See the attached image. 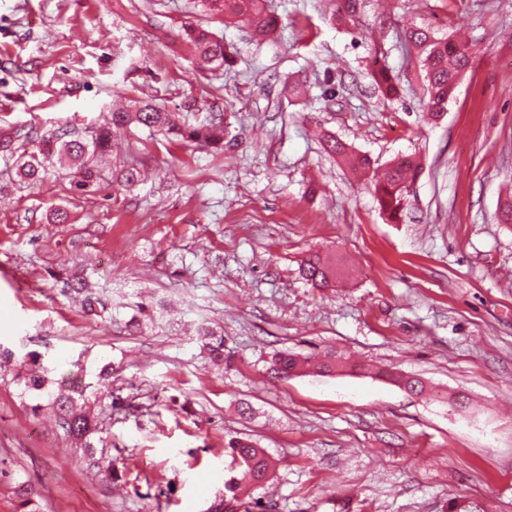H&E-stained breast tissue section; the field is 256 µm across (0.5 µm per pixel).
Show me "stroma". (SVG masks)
<instances>
[{"instance_id":"1","label":"stroma","mask_w":512,"mask_h":512,"mask_svg":"<svg viewBox=\"0 0 512 512\" xmlns=\"http://www.w3.org/2000/svg\"><path fill=\"white\" fill-rule=\"evenodd\" d=\"M266 5L283 33L259 44L198 0H0V137L87 138L124 96L227 125L218 145L118 130L92 192L69 163L30 185L0 154V346L13 352L0 512H208L235 436L273 458L269 484L241 498L274 512H512V224L495 220L512 191V0H367L359 34L332 24L327 0ZM185 24L223 38L224 69L198 70ZM413 25L473 48L438 119L422 107V56L401 42ZM379 56L397 98L368 74ZM325 133L381 169L416 162L400 220L326 153ZM131 163L146 179L119 186L113 171ZM58 207L68 219L50 223ZM316 251L343 268L335 290L299 275ZM74 275L93 309L65 288ZM329 348L362 370L266 373L276 351ZM28 353L52 377L84 373L118 481L89 475L50 409L33 412L17 379ZM379 367L469 405L413 395Z\"/></svg>"}]
</instances>
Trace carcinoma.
<instances>
[{"mask_svg": "<svg viewBox=\"0 0 512 512\" xmlns=\"http://www.w3.org/2000/svg\"><path fill=\"white\" fill-rule=\"evenodd\" d=\"M201 3L205 11L214 15L247 20L261 41L272 40L281 31L278 18L266 11L264 0H201ZM359 8V0H336L333 23L350 31L358 28ZM180 37L194 47L199 68L214 70L224 67L228 61L230 53L224 41L214 32L189 24L182 27ZM403 39L425 53L423 66L428 93L425 110L436 115L442 114L447 110L461 73L471 64L470 43L457 38L434 40L424 28L405 32ZM372 78L383 97L392 99L399 94L398 83L386 68L375 69ZM131 125L145 127L166 136L203 139L209 144H218L224 139L223 117L220 113L212 116L209 123L201 128H184L172 113L157 107L151 100L135 99L128 106L112 111L89 140L70 139L66 133L41 136L36 152H23L18 156L16 173L23 180H40L49 166L54 164V159L64 157L76 168V188L86 192L94 191L98 186L97 157L112 148V129ZM323 145L326 151L344 160L351 158L347 144L333 135H325ZM418 174V166L398 160L392 163L382 180L375 182L374 193L380 209L389 219L399 218L410 185L415 182ZM300 273L308 284L319 290L336 286V264L318 253L303 260ZM309 369L321 374H335L352 370L354 366L348 357L332 349L326 351L323 359L315 364L309 357L285 351L273 357L269 373L281 379ZM47 372L48 369L44 367L42 373L24 378L25 389L39 391L46 396L58 432L63 438L80 446L86 470L96 475L102 474L108 480L112 479V465L97 455L93 443L98 427L95 415L85 403V392L90 384L83 383L81 378L69 373L54 381L55 388L51 390L48 388ZM225 453L231 458V469L224 480L221 512H237L240 507L241 482L245 480L253 487L263 485L271 475L273 462L265 449L245 438H231Z\"/></svg>", "mask_w": 512, "mask_h": 512, "instance_id": "obj_1", "label": "carcinoma"}]
</instances>
